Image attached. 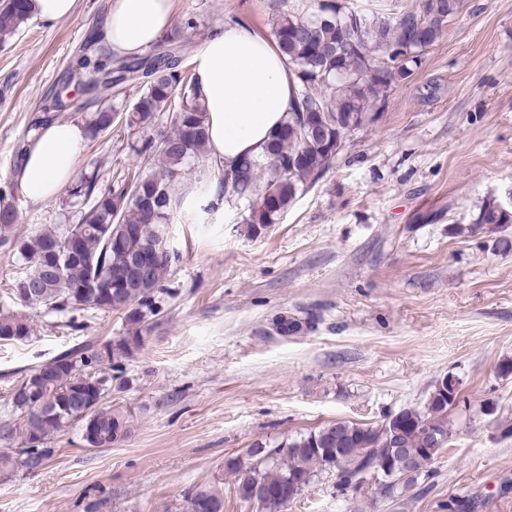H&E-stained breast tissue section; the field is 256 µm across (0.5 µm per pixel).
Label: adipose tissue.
I'll return each instance as SVG.
<instances>
[{
  "instance_id": "ef3b65f1",
  "label": "adipose tissue",
  "mask_w": 512,
  "mask_h": 512,
  "mask_svg": "<svg viewBox=\"0 0 512 512\" xmlns=\"http://www.w3.org/2000/svg\"><path fill=\"white\" fill-rule=\"evenodd\" d=\"M171 0H112L102 31L115 54L133 56L156 44L173 24ZM194 73L208 112L212 158L224 166L262 155L284 120L294 83L284 59L249 25L228 24L196 53ZM86 131L55 121L34 131L14 176L34 201L56 198L70 184Z\"/></svg>"
}]
</instances>
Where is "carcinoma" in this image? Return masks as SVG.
I'll list each match as a JSON object with an SVG mask.
<instances>
[{
	"mask_svg": "<svg viewBox=\"0 0 512 512\" xmlns=\"http://www.w3.org/2000/svg\"><path fill=\"white\" fill-rule=\"evenodd\" d=\"M459 0H420L418 8L368 16L356 6L338 0H314L308 15L283 12L273 23L272 41L284 58L295 84V93L280 128L264 153L246 156L232 169L218 171L214 179L197 187L199 195L214 196L240 210L253 231L276 223L305 191L331 167L330 150L336 135L348 127L373 121V113L386 103L388 91L407 78L422 54L446 30L458 12ZM30 19L27 0H0V42L14 36ZM192 18L169 30L161 39L165 49L155 55L114 57L81 54L75 59L82 76H96L86 97L71 106L82 112L98 109L85 118L95 138L112 127L116 111L107 105L112 90L140 84L143 92L124 112L133 142L161 113L170 116L172 131L160 145L161 172L135 175L123 183L101 189L96 178L82 179L70 196L90 203L77 224H57L27 235L16 232L18 214L0 208V245L17 255L23 271L13 287L32 286L37 296L21 308L0 305V341L26 342L34 324L26 310L52 312L112 311L124 314L131 333L109 342L106 355L95 342L80 344L27 370L11 388L9 406L13 419L0 425V477L24 469H42L54 455L53 439L78 425L89 448H110L131 430L133 415L106 403L112 381L124 374L125 362L142 347L139 325L158 312L156 295L172 274L176 255L168 246L171 218L182 207L175 186L208 152L207 110L195 78L181 67V51ZM487 199L480 207L475 228L485 224H512V210ZM79 242L76 257L67 254L66 237ZM160 249L150 277L131 288L112 286V270L129 258L152 248ZM63 267L62 276L52 273ZM38 371H52L50 380H38ZM39 385L54 398L58 412L34 418L27 390ZM459 398V383L436 388L422 410L399 411L392 422L358 424L344 420L286 439L277 447L287 452L272 455L274 447L257 442L243 455L231 457L225 470L235 478L240 499L253 501L265 512H280L273 497L260 499L257 491L288 492L293 501L320 472L335 477L340 492L371 485L392 496L412 488L448 445V407ZM84 403L86 413L70 412L72 402ZM415 452L413 473H406V458L393 443ZM178 512H224V498L207 484L195 485L183 495Z\"/></svg>",
	"mask_w": 512,
	"mask_h": 512,
	"instance_id": "carcinoma-1",
	"label": "carcinoma"
}]
</instances>
